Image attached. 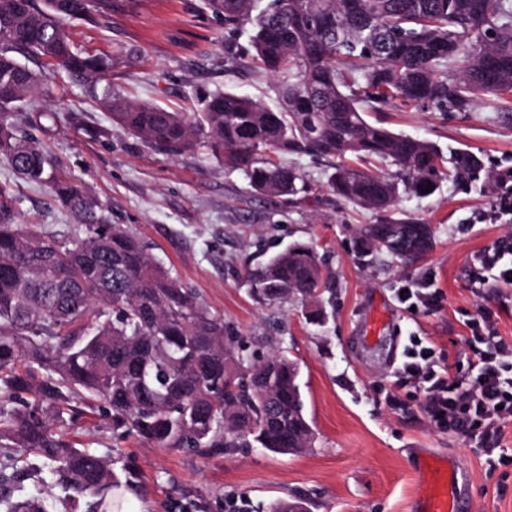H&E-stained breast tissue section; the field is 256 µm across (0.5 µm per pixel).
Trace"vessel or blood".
Here are the masks:
<instances>
[{
	"label": "vessel or blood",
	"mask_w": 512,
	"mask_h": 512,
	"mask_svg": "<svg viewBox=\"0 0 512 512\" xmlns=\"http://www.w3.org/2000/svg\"><path fill=\"white\" fill-rule=\"evenodd\" d=\"M419 488L411 496L409 512H461L462 502L456 491L458 479L447 464L422 460L417 469Z\"/></svg>",
	"instance_id": "b4317fda"
}]
</instances>
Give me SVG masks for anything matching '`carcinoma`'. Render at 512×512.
<instances>
[{"instance_id":"carcinoma-1","label":"carcinoma","mask_w":512,"mask_h":512,"mask_svg":"<svg viewBox=\"0 0 512 512\" xmlns=\"http://www.w3.org/2000/svg\"><path fill=\"white\" fill-rule=\"evenodd\" d=\"M202 0L230 32L253 25L249 64L280 77L281 108L225 91L196 112L131 103L101 85L104 57L74 47L67 18L105 17L112 0H0V157L14 174L45 186L79 224L75 234L19 224L14 197L0 184V448L31 458L0 462V512H46L26 482L50 466L65 499L87 512L124 506L112 460L63 439L54 425L78 413L74 397L103 403L119 438L200 455L227 448L292 454L312 447L300 365L277 350L253 360L238 337L149 252L112 224L98 200L54 175L28 126L47 80L21 59H38L83 85L112 121L172 153L205 148L245 172L255 191L291 195L301 172L270 154L339 160L328 183L337 198L380 213L401 194L427 197L439 181L479 182L512 193V168L491 169L466 151L444 155L424 139L365 118L389 107L468 112L483 95L512 94V0ZM388 163L386 176L347 160ZM361 258L413 262L428 253L434 228L410 218L354 229ZM316 249L294 243L247 274L270 303H320L331 288Z\"/></svg>"}]
</instances>
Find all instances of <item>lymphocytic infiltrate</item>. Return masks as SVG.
<instances>
[{
    "mask_svg": "<svg viewBox=\"0 0 512 512\" xmlns=\"http://www.w3.org/2000/svg\"><path fill=\"white\" fill-rule=\"evenodd\" d=\"M429 355V348L411 340L398 369L400 379L423 389L427 414L437 426L469 436L493 455L512 423V352L498 349L468 359L471 385L464 391L452 371L429 364Z\"/></svg>",
    "mask_w": 512,
    "mask_h": 512,
    "instance_id": "obj_1",
    "label": "lymphocytic infiltrate"
}]
</instances>
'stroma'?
<instances>
[{
  "label": "stroma",
  "instance_id": "35a3bbf8",
  "mask_svg": "<svg viewBox=\"0 0 512 512\" xmlns=\"http://www.w3.org/2000/svg\"><path fill=\"white\" fill-rule=\"evenodd\" d=\"M71 41L107 57L115 97L192 112L203 92L246 94L276 107V78L250 66H228L224 26L201 0H114L98 22L69 20ZM41 109L30 121L48 147L55 172L80 184L108 208L112 223L146 241L153 256L223 316L248 351L264 356L283 347L301 367L312 448L298 455L230 448L201 456L128 439L116 442L98 410L65 421L59 430L79 447L112 457L115 470L135 469L130 503L139 512H268L276 500L300 497L309 512H407L414 453L443 454L458 473L465 512H512V464L489 467L469 438L432 423L417 384L396 371L411 339L431 347L435 364L465 361L474 352L512 347V285L484 287L478 257L512 247V212L478 184L444 180L429 197L401 195L392 215L433 225L436 243L421 261L404 265L358 257L353 230L379 214L336 198L327 188L331 163L284 155L305 176L304 191L269 196L246 175L205 149L171 155L114 124L78 83L48 80ZM385 127L512 166V112L493 96L468 112L393 109L370 113ZM107 129L90 137L88 128ZM19 223L57 228L73 218L40 185L18 179L0 158ZM325 254L334 286L324 293L325 325L305 319L306 303L265 305L254 299L248 270L289 244ZM431 283L434 300L416 310L396 291Z\"/></svg>",
  "mask_w": 512,
  "mask_h": 512
}]
</instances>
